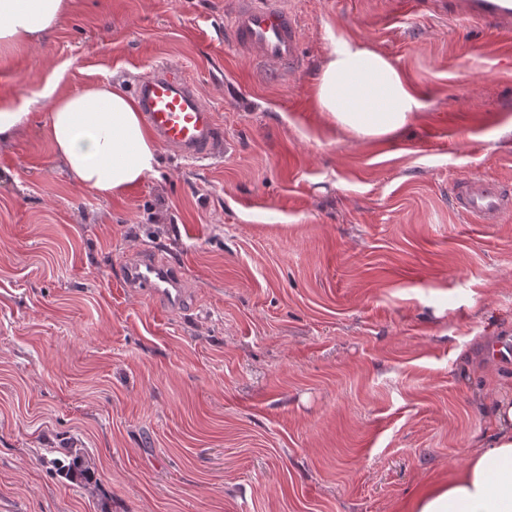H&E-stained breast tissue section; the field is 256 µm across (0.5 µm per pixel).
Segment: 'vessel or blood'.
Returning <instances> with one entry per match:
<instances>
[{
	"instance_id": "1",
	"label": "vessel or blood",
	"mask_w": 512,
	"mask_h": 512,
	"mask_svg": "<svg viewBox=\"0 0 512 512\" xmlns=\"http://www.w3.org/2000/svg\"><path fill=\"white\" fill-rule=\"evenodd\" d=\"M229 42L270 71H295L301 62V27L284 0H230ZM463 15L483 22L492 32L512 35V0H457ZM133 94L156 138L181 158L199 162L224 152V132L182 67L163 64L136 81ZM458 213L477 224H497L512 213V187L477 178L455 183L452 196ZM123 287L148 296L165 309L180 308L184 278L159 252L144 250L126 261Z\"/></svg>"
}]
</instances>
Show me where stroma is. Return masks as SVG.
<instances>
[{
	"label": "stroma",
	"instance_id": "35a3bbf8",
	"mask_svg": "<svg viewBox=\"0 0 512 512\" xmlns=\"http://www.w3.org/2000/svg\"><path fill=\"white\" fill-rule=\"evenodd\" d=\"M303 60L271 74L224 40V0H72L0 51V512H410L512 386V215L473 224L454 182L512 184V38L439 0H288ZM424 98L392 142L314 108L338 37ZM181 66L224 154L124 195L80 187L48 91ZM182 269L173 312L129 256ZM124 288L148 296L164 309H178L184 301V278L159 252L143 250L126 261L121 271Z\"/></svg>",
	"mask_w": 512,
	"mask_h": 512
}]
</instances>
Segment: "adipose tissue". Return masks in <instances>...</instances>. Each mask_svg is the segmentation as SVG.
<instances>
[{
	"label": "adipose tissue",
	"instance_id": "1",
	"mask_svg": "<svg viewBox=\"0 0 512 512\" xmlns=\"http://www.w3.org/2000/svg\"><path fill=\"white\" fill-rule=\"evenodd\" d=\"M69 9L70 0H0V48L41 40ZM312 98L332 127L356 140H393L425 107L389 56L345 37L324 58ZM46 130L75 180L103 198L124 194L159 165L136 102L117 82L54 97ZM412 512H512L511 396L496 395L490 431L475 441L466 468L424 488Z\"/></svg>",
	"mask_w": 512,
	"mask_h": 512
}]
</instances>
